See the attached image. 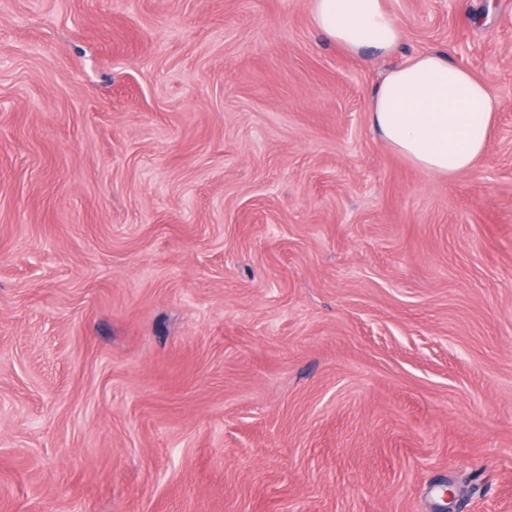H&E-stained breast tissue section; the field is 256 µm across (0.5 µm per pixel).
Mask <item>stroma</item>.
I'll return each mask as SVG.
<instances>
[{
  "label": "stroma",
  "instance_id": "obj_1",
  "mask_svg": "<svg viewBox=\"0 0 512 512\" xmlns=\"http://www.w3.org/2000/svg\"><path fill=\"white\" fill-rule=\"evenodd\" d=\"M0 0V512H512V0ZM441 51L477 163L372 130ZM311 21L352 54L367 49L388 53L402 36L384 0H311ZM496 108L487 82L445 54L427 52L383 76L368 112L387 145L430 173L452 177L485 153Z\"/></svg>",
  "mask_w": 512,
  "mask_h": 512
}]
</instances>
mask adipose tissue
<instances>
[{
	"label": "adipose tissue",
	"mask_w": 512,
	"mask_h": 512,
	"mask_svg": "<svg viewBox=\"0 0 512 512\" xmlns=\"http://www.w3.org/2000/svg\"><path fill=\"white\" fill-rule=\"evenodd\" d=\"M311 21L353 54L387 53L402 36L384 0H311ZM496 108L487 82L445 54L427 52L383 76L368 112L387 145L428 172L452 177L485 153Z\"/></svg>",
	"instance_id": "1"
}]
</instances>
